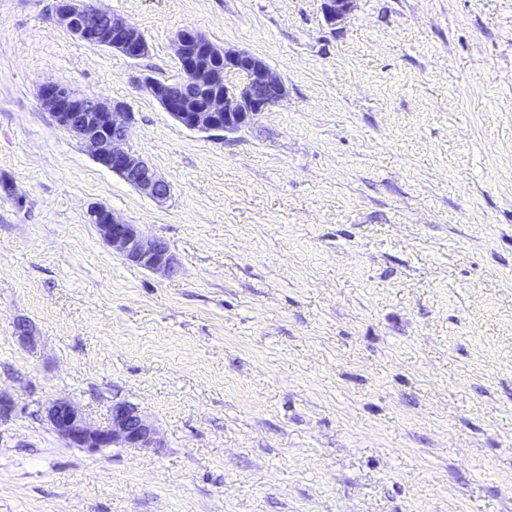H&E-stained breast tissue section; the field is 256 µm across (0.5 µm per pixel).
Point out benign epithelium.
Segmentation results:
<instances>
[{
    "mask_svg": "<svg viewBox=\"0 0 512 512\" xmlns=\"http://www.w3.org/2000/svg\"><path fill=\"white\" fill-rule=\"evenodd\" d=\"M352 0H324V17L329 23L343 19ZM53 20L79 39L139 59L148 51L142 33L130 22L93 5L75 8V0H55ZM176 55L186 81L204 84L210 93L200 98L191 93L174 96L168 85L153 78L146 83L155 97L178 123L200 133H231L255 123L272 105L286 96L281 79L258 56L226 49L202 34L182 29L175 37ZM235 73L242 82L233 87L225 76ZM41 105L52 112L57 123L83 141L97 162L157 201L165 200L170 188L143 159L123 147L131 113L121 102L108 103L57 83H45L38 92ZM89 222L103 240L125 260L151 272L173 275L177 263L168 246L143 234L101 205L88 209ZM51 429L77 448H154L156 428L139 408L114 401L108 421L95 424L72 403L57 399L42 407Z\"/></svg>",
    "mask_w": 512,
    "mask_h": 512,
    "instance_id": "benign-epithelium-1",
    "label": "benign epithelium"
}]
</instances>
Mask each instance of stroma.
Returning a JSON list of instances; mask_svg holds the SVG:
<instances>
[{"mask_svg": "<svg viewBox=\"0 0 512 512\" xmlns=\"http://www.w3.org/2000/svg\"><path fill=\"white\" fill-rule=\"evenodd\" d=\"M0 0V512H512V0ZM262 58L287 95L242 130L176 122L175 35ZM125 103L158 202L38 100ZM164 241L113 252L89 206ZM38 342L23 345L14 325ZM116 400L158 447L69 446L41 407ZM84 9L73 0H55L53 20L79 39L118 51L127 58L139 59L148 51L142 33L130 22L84 1ZM87 214L112 251L125 260L151 272L176 273L174 255L162 240L144 235L136 224L125 222L104 206L92 205Z\"/></svg>", "mask_w": 512, "mask_h": 512, "instance_id": "35a3bbf8", "label": "stroma"}]
</instances>
